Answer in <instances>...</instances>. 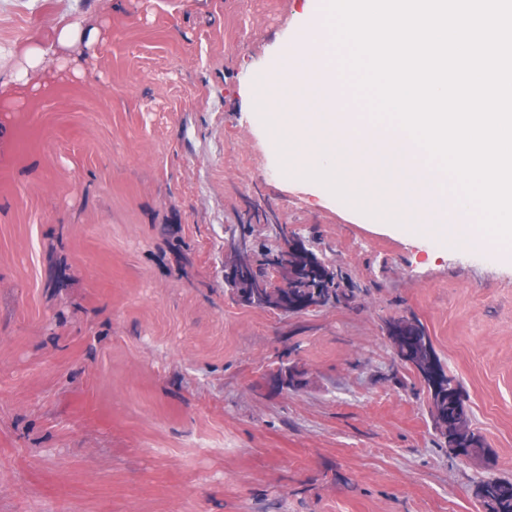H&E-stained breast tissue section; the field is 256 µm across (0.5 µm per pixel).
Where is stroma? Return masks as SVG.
Wrapping results in <instances>:
<instances>
[{"label": "stroma", "mask_w": 512, "mask_h": 512, "mask_svg": "<svg viewBox=\"0 0 512 512\" xmlns=\"http://www.w3.org/2000/svg\"><path fill=\"white\" fill-rule=\"evenodd\" d=\"M301 0H0V80L64 25L80 78L0 115V512H484L512 483V259L415 240L291 180L247 74ZM272 206L359 289L233 302L224 227ZM407 318L483 455L450 454L386 331ZM291 367L294 384L278 381ZM500 484L498 481L482 484L487 512H512V489L508 491Z\"/></svg>", "instance_id": "obj_1"}]
</instances>
